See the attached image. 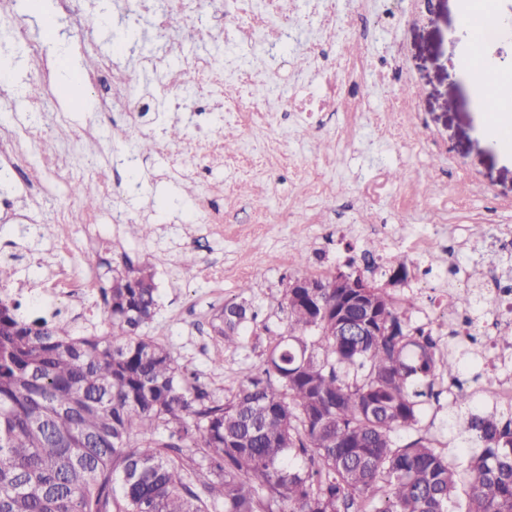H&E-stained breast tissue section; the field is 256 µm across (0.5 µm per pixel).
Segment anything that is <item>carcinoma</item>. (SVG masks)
Segmentation results:
<instances>
[{
	"instance_id": "1",
	"label": "carcinoma",
	"mask_w": 512,
	"mask_h": 512,
	"mask_svg": "<svg viewBox=\"0 0 512 512\" xmlns=\"http://www.w3.org/2000/svg\"><path fill=\"white\" fill-rule=\"evenodd\" d=\"M109 272L101 334L29 321L0 298V512H512V417L469 415L463 388L448 401L467 453L463 510L458 471L419 435L436 381L459 378L471 351L452 336L437 352L406 317L415 296L288 279V327L265 368L218 398L143 333L158 307L150 266ZM451 301L478 306L466 288ZM355 308L371 328L340 335ZM249 316L224 305L225 346Z\"/></svg>"
}]
</instances>
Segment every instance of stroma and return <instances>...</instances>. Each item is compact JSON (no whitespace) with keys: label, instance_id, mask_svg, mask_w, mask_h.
<instances>
[{"label":"stroma","instance_id":"stroma-1","mask_svg":"<svg viewBox=\"0 0 512 512\" xmlns=\"http://www.w3.org/2000/svg\"><path fill=\"white\" fill-rule=\"evenodd\" d=\"M466 2L432 0L397 30L385 21L400 16L406 0L364 4L378 25L361 42L362 52L379 57L400 40L409 74L397 86L369 79L372 108L390 90L402 93L437 135V148L407 155L365 123L342 149L335 115H322L318 129L310 130L284 112L285 161L272 172L265 159L247 170L228 162L225 142L241 146L265 140L268 132L247 135L225 126L223 71L194 78L188 98L174 105L158 97L156 75L138 66L141 56L151 54L192 72L201 52L196 29L217 25L220 0L201 18L181 19L163 37L125 0H52L36 13L28 0H7L9 13L0 14V61L13 78L10 98L0 99V115L30 110L45 133L44 149L18 161L4 188L11 209L0 207V268L12 273L9 287L25 289L21 314H46L48 303L38 292L57 272L71 274L81 287L99 284L103 258L150 264L158 309L146 334L221 397L237 389L245 369H262L267 349L285 330L281 298L288 278L329 275L372 248L388 257L390 267L405 264L407 277H414L409 239L432 231L434 207L462 184L458 167L473 177L467 195L475 208L512 205V153L503 154L489 136L458 54ZM16 22L25 40H14ZM72 68L83 74L79 102L66 93ZM322 157L333 161L337 197L331 201L309 197L288 165ZM103 170L111 188L87 208L70 186ZM408 180L418 189L420 206L399 214L392 198ZM290 210L296 213L292 223L284 219ZM20 212L29 215L28 223L16 222ZM63 213L72 214L73 223H59ZM115 213L123 223H111ZM135 224L152 225L151 236L134 235ZM377 224L385 225L384 234H373ZM191 247L201 260L189 272L182 260ZM242 300L258 317L243 330L238 347L228 348L211 321L225 303Z\"/></svg>","mask_w":512,"mask_h":512}]
</instances>
